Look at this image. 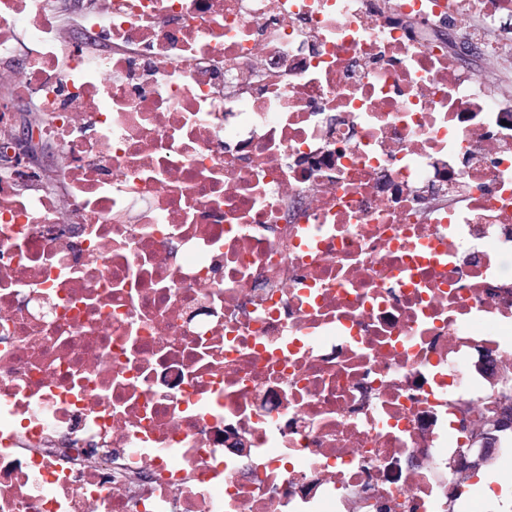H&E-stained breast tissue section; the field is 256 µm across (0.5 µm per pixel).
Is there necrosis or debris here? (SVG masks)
I'll use <instances>...</instances> for the list:
<instances>
[{"label": "necrosis or debris", "instance_id": "necrosis-or-debris-1", "mask_svg": "<svg viewBox=\"0 0 512 512\" xmlns=\"http://www.w3.org/2000/svg\"><path fill=\"white\" fill-rule=\"evenodd\" d=\"M0 0V512H450L512 374V0ZM243 452L230 450L232 441ZM28 116H37L29 110V104L19 102L16 106V126ZM38 127L30 120H25L19 129L14 132L13 140L16 149L14 163L17 166L27 167L39 149Z\"/></svg>", "mask_w": 512, "mask_h": 512}]
</instances>
